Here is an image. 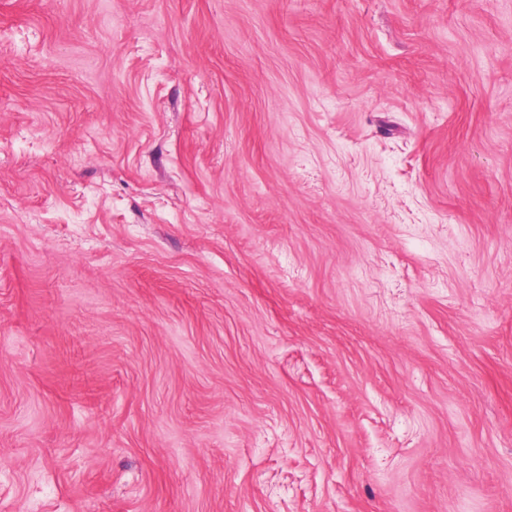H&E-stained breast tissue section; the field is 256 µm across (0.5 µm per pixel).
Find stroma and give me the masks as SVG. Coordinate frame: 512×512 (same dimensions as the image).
<instances>
[{"instance_id":"stroma-1","label":"stroma","mask_w":512,"mask_h":512,"mask_svg":"<svg viewBox=\"0 0 512 512\" xmlns=\"http://www.w3.org/2000/svg\"><path fill=\"white\" fill-rule=\"evenodd\" d=\"M0 512H512V0H0Z\"/></svg>"}]
</instances>
